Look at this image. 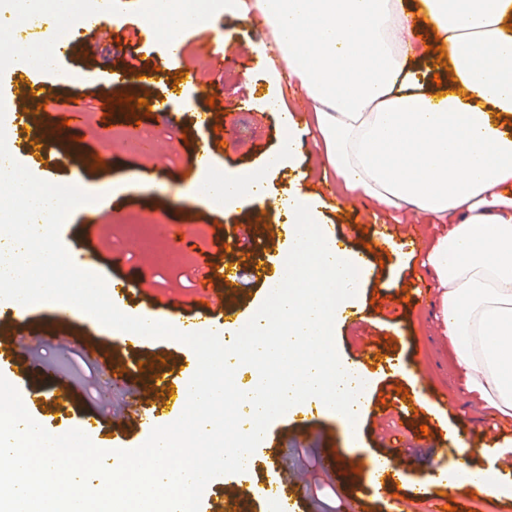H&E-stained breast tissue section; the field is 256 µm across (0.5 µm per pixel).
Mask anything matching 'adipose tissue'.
<instances>
[{
	"mask_svg": "<svg viewBox=\"0 0 512 512\" xmlns=\"http://www.w3.org/2000/svg\"><path fill=\"white\" fill-rule=\"evenodd\" d=\"M287 77L304 92L323 146L325 166L344 201L445 222L428 251L440 293L443 334L467 391L512 418V0H253ZM16 27L77 14L87 25L105 18L103 0H10ZM144 18L169 55L182 53V31L206 20L202 0H145ZM425 23L439 37L447 68L427 73L437 57L406 31ZM307 149L291 134L264 171L204 166L192 192L229 211L266 196L267 174ZM267 197V196H266ZM270 199V198H269ZM287 213L293 251L318 228L319 197L297 188L270 199ZM319 266L329 271L328 307L317 281L284 264L275 278L289 289L281 304L287 341L266 342L256 315L257 350L287 346L307 360L280 395L281 408L328 405L343 426L367 405L369 376L320 342L334 318L349 314L366 277L361 260L320 231ZM336 395L321 394L327 366Z\"/></svg>",
	"mask_w": 512,
	"mask_h": 512,
	"instance_id": "ef3b65f1",
	"label": "adipose tissue"
}]
</instances>
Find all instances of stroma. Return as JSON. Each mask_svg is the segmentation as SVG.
<instances>
[{
  "label": "stroma",
  "instance_id": "obj_1",
  "mask_svg": "<svg viewBox=\"0 0 512 512\" xmlns=\"http://www.w3.org/2000/svg\"><path fill=\"white\" fill-rule=\"evenodd\" d=\"M142 0H127L126 9L112 20L113 30L122 32L120 43L105 42L93 55L72 54L59 60L60 72L69 74L91 91L92 112L98 113L108 98L119 93L137 95L138 74L152 75L154 103L148 116L134 120L124 114L113 117L112 130L129 131L144 138L147 149L131 152L120 139L108 144L95 141L89 129H82L84 148L102 158V166L80 167L70 158H59L53 166L36 171L39 179L79 187L91 195V202L81 204L68 215L61 239L65 248H73L72 230L83 226V250L97 260V274L106 284L118 279L148 273L140 291L124 299L128 314H153L161 322L193 320L218 322L219 312H203L191 300L193 285L189 280L194 264L200 260L219 265L220 269L243 270V281L231 284L216 278L214 286L228 299V307L243 320H251L267 303V282L288 253L291 226L287 217L277 216L266 202L250 200L229 213L222 214L203 201L189 196L187 172L194 147L211 137V128L223 125L228 114H238V121L225 134V145L215 160L225 170L259 168L277 149L284 132L281 115L270 110L272 87L268 79L269 64L266 28L257 16L241 19L227 12H215L201 27L186 33V49L181 59L170 60L166 48L157 38H144L141 32ZM229 31L234 38L237 62L227 77L212 74L197 48L199 39L212 38L216 31ZM192 66L198 71L208 94L187 83H174L175 74ZM123 76L121 85L110 83L112 74ZM203 85V86H204ZM210 125H203L202 116ZM316 130L304 134L311 147L294 160L292 167L272 174L269 194L290 188L296 173H307L306 187L319 192L325 204L321 220L331 232H343L349 251L365 256L376 269L366 279L358 298L365 319L361 325H346L335 320L328 343L342 356L369 341H377L381 358L368 370L372 388L368 404L358 423L356 439H349L336 414L328 408L310 416L308 422L294 420L292 412L281 411L268 417L262 441L254 448V462L248 473L224 474L206 486L200 512H271L275 488L287 475L302 478L303 505L300 512H339L340 488L328 477H317L305 465L306 452L324 448L340 449L345 460L357 462L358 473L352 474L349 490L369 501L372 512H427V500L409 498L406 492L377 495L370 478L371 460L385 455L399 463L411 480H425L432 469L453 463L458 453L446 441L447 432L470 431L475 435L469 457L475 467L495 466L499 479L512 484V419L496 415L490 408L468 394L460 378L452 351L440 333V303L435 280L426 262L425 246L436 234L435 225L402 212H388L364 205H337L335 179L326 178L322 157L315 141ZM388 224L393 229L395 248L388 259L365 249L363 221ZM169 224H187L194 233L181 246H174L165 231ZM255 227L254 240L245 251L224 248L227 236L240 225ZM276 225L275 234H267V225ZM152 228L156 246L147 248L140 234ZM416 239L418 249L409 252L408 239ZM191 256L188 265L169 264L172 253ZM420 283L426 298L416 306H398L403 287ZM71 322L81 335L98 339L109 364L127 371L132 382L144 384L150 403L159 410L161 424L176 420L180 408L164 399L161 388L147 385L150 376L173 382L182 381L187 371L197 369L198 359L186 344L170 338H154L149 343L118 338L115 331L87 314L71 315ZM30 354L52 366L56 374L75 388L91 383L93 397H86L76 409L49 406L30 408V416L49 433L77 428L87 414H99L111 405L110 417H101L93 434L100 448L141 446L146 435L135 419L124 417L128 396L107 386L111 372L94 369L80 371L75 350L33 340ZM426 384L434 404L419 411L406 410L400 389L415 392ZM250 486L254 495L238 497L241 486Z\"/></svg>",
  "mask_w": 512,
  "mask_h": 512
}]
</instances>
